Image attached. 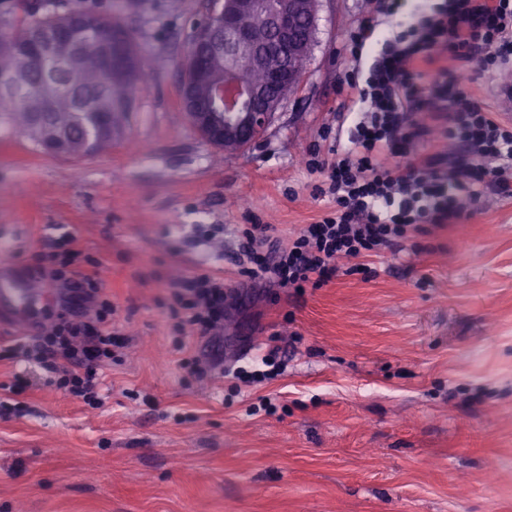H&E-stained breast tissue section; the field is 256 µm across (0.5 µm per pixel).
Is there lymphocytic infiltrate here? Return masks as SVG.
Returning <instances> with one entry per match:
<instances>
[{"label": "lymphocytic infiltrate", "mask_w": 512, "mask_h": 512, "mask_svg": "<svg viewBox=\"0 0 512 512\" xmlns=\"http://www.w3.org/2000/svg\"><path fill=\"white\" fill-rule=\"evenodd\" d=\"M403 30L384 34L366 80L345 82L353 111L342 153L329 165L320 189L333 214L306 225L287 246L272 245L265 224L240 245L244 277L303 290L337 271L340 259L395 249L407 229L461 216L460 196L512 197V123L474 102L441 56L473 60L481 73L512 67V0H413ZM442 118V133L459 145L454 158L418 150L431 134L419 113ZM64 231L44 258L43 275L72 278L83 299L100 309L80 321L62 320L38 336L0 343V360L38 363L47 386L97 409L103 404L100 371L121 344L112 331V307L99 277L100 261H87ZM171 330L212 338L228 310L222 278L199 273L173 285Z\"/></svg>", "instance_id": "f902f5d3"}]
</instances>
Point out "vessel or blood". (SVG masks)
<instances>
[{
	"instance_id": "b4317fda",
	"label": "vessel or blood",
	"mask_w": 512,
	"mask_h": 512,
	"mask_svg": "<svg viewBox=\"0 0 512 512\" xmlns=\"http://www.w3.org/2000/svg\"><path fill=\"white\" fill-rule=\"evenodd\" d=\"M42 283L20 265L0 262V322H7L23 331H31L36 321L30 302Z\"/></svg>"
}]
</instances>
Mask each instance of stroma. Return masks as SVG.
Masks as SVG:
<instances>
[{
	"mask_svg": "<svg viewBox=\"0 0 512 512\" xmlns=\"http://www.w3.org/2000/svg\"><path fill=\"white\" fill-rule=\"evenodd\" d=\"M112 8L150 57L111 154H41L0 128V259L33 270L56 224L101 260L130 339L92 409L0 361V512H512V200L413 234L399 252L343 259L324 285L253 287L238 229L280 245L330 210L345 48L395 27L371 0H321L308 78L249 149L203 141L180 104V63L208 0H0L20 21ZM197 271L235 289L225 359L279 347L275 379L187 378L163 302Z\"/></svg>",
	"mask_w": 512,
	"mask_h": 512,
	"instance_id": "35a3bbf8",
	"label": "stroma"
}]
</instances>
